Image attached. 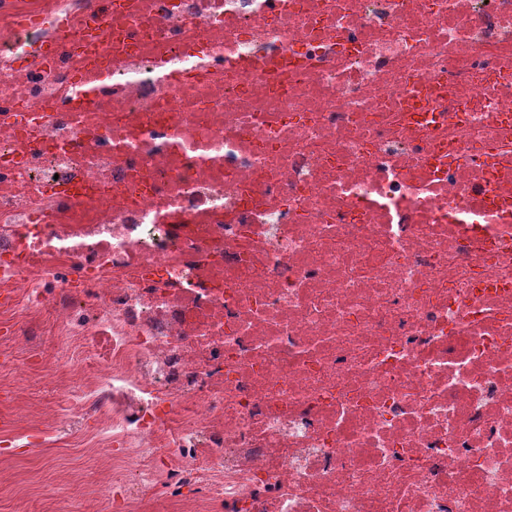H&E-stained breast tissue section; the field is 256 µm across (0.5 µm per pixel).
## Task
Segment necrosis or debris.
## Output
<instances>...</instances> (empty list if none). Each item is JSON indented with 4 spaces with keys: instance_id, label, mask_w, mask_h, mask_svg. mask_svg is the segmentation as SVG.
Listing matches in <instances>:
<instances>
[{
    "instance_id": "1",
    "label": "necrosis or debris",
    "mask_w": 512,
    "mask_h": 512,
    "mask_svg": "<svg viewBox=\"0 0 512 512\" xmlns=\"http://www.w3.org/2000/svg\"><path fill=\"white\" fill-rule=\"evenodd\" d=\"M0 326L126 502L512 512V0H0Z\"/></svg>"
}]
</instances>
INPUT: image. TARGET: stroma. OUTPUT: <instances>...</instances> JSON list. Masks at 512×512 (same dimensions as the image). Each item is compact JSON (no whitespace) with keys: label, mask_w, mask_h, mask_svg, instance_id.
I'll return each mask as SVG.
<instances>
[{"label":"stroma","mask_w":512,"mask_h":512,"mask_svg":"<svg viewBox=\"0 0 512 512\" xmlns=\"http://www.w3.org/2000/svg\"><path fill=\"white\" fill-rule=\"evenodd\" d=\"M40 352V367L16 379L18 397L0 401V419L17 429L37 426L46 441L39 446L21 441L9 455H0V512H126L120 497L98 492L111 478L104 459L81 448L79 435L59 428L57 393L45 385L42 370L61 362L60 344L43 337Z\"/></svg>","instance_id":"1"}]
</instances>
